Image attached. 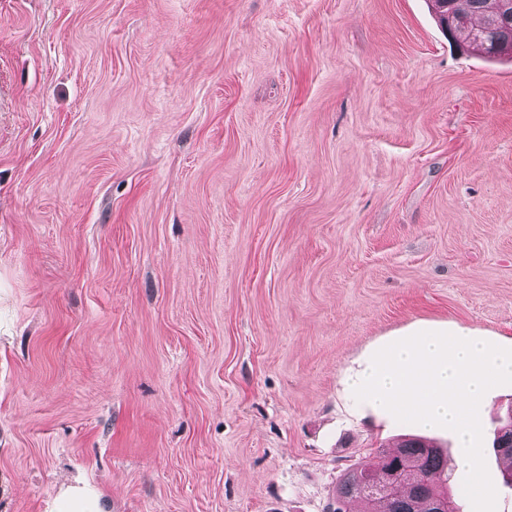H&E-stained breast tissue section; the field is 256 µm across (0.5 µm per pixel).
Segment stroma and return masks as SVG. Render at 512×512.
<instances>
[{
    "mask_svg": "<svg viewBox=\"0 0 512 512\" xmlns=\"http://www.w3.org/2000/svg\"><path fill=\"white\" fill-rule=\"evenodd\" d=\"M438 323L512 347V59L429 0H0V512H324L425 433L348 377ZM50 512H112L110 501L102 499L80 479L61 489Z\"/></svg>",
    "mask_w": 512,
    "mask_h": 512,
    "instance_id": "35a3bbf8",
    "label": "stroma"
}]
</instances>
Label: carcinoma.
Returning <instances> with one entry per match:
<instances>
[{
	"label": "carcinoma",
	"instance_id": "1",
	"mask_svg": "<svg viewBox=\"0 0 512 512\" xmlns=\"http://www.w3.org/2000/svg\"><path fill=\"white\" fill-rule=\"evenodd\" d=\"M456 10L467 17V27L457 37L467 40L476 31L486 30L488 47L486 56H494V43L503 41L512 46V0H455ZM504 446L506 452L498 453L503 474H512V438L509 433L499 435L494 447ZM376 462L355 464L342 474L336 493L325 512H343L342 504L360 501L364 512H417L415 503H430L433 497L447 499L448 457L432 441L421 437H408L393 451L380 448ZM380 471L382 477L376 484L383 491L368 495L363 492L361 478L367 471Z\"/></svg>",
	"mask_w": 512,
	"mask_h": 512
}]
</instances>
